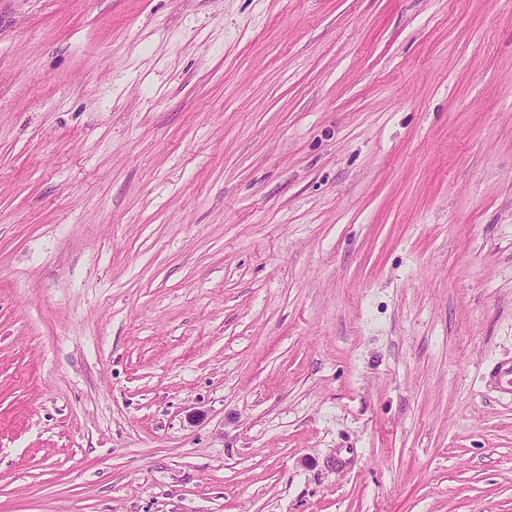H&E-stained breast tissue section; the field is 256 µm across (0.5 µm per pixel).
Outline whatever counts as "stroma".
I'll use <instances>...</instances> for the list:
<instances>
[{
	"label": "stroma",
	"mask_w": 512,
	"mask_h": 512,
	"mask_svg": "<svg viewBox=\"0 0 512 512\" xmlns=\"http://www.w3.org/2000/svg\"><path fill=\"white\" fill-rule=\"evenodd\" d=\"M512 0H0V512H512Z\"/></svg>",
	"instance_id": "stroma-1"
}]
</instances>
